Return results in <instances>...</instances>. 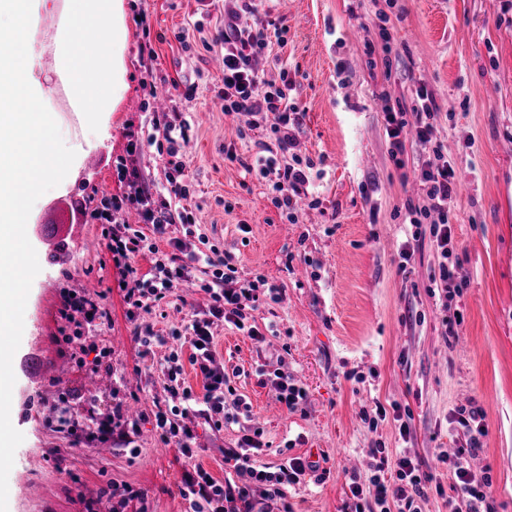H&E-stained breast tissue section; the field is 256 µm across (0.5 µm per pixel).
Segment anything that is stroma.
Listing matches in <instances>:
<instances>
[{
  "instance_id": "35a3bbf8",
  "label": "stroma",
  "mask_w": 512,
  "mask_h": 512,
  "mask_svg": "<svg viewBox=\"0 0 512 512\" xmlns=\"http://www.w3.org/2000/svg\"><path fill=\"white\" fill-rule=\"evenodd\" d=\"M125 5L127 90L118 111L96 122L76 111L54 121L61 147L99 153L102 162L80 161L60 187L44 186L20 228L38 265L11 275L25 319L10 352L13 429L0 447L8 512H86L90 503L111 512L102 494L110 484L144 493L124 512L188 510L179 492L185 462L174 445L156 439L147 416L169 401L162 370L171 353H178L187 385L203 392L190 345L169 333L191 310H205L207 295L182 288L161 311L143 314L142 323L169 341L142 354L100 225L81 224L61 263L46 260L33 232L56 200L130 192L117 179L115 160L126 152L127 129L149 123V85L166 79L178 82L172 103L190 123L180 157L199 232L233 257L241 278L260 276L276 289L252 313L262 341L214 325L217 364L231 372L230 386L250 413L220 429L189 419L198 463L217 480L233 477L225 451L259 429L268 444L259 465L273 472L301 456L315 467L287 492L293 512H344L351 479L390 478L405 455L439 472L441 490L429 492L423 512H448L457 491L438 459L462 454L473 471L490 476L492 512H512V0H265L268 19L288 28L280 55L304 112L295 151L312 162L309 190L319 200L300 206L292 222L271 204L265 181L243 168L255 156L252 138L239 136L251 117L224 116L218 49L197 42L186 51L176 39L198 21L214 38L224 0H213L206 18L196 0ZM141 14L146 24H139ZM149 36L153 61L139 55ZM421 86L439 112L433 140L407 142L398 166L388 153L381 102L411 108ZM437 144L460 180L454 234L468 273L461 296L446 304L426 290L438 271L437 251L429 238L413 240L401 217L406 202H426L414 171ZM228 147L241 163L225 161ZM406 244L413 256L405 264ZM65 288L105 296L111 323L87 332L88 342L110 353L98 368L79 367L71 356L66 340L74 328L60 314ZM446 318L456 322L453 334L445 332ZM31 356L42 366L34 378L24 370ZM263 365L304 390L300 411L282 409L258 373ZM117 398L134 402L133 445L112 439L71 446L72 421L90 410L104 415ZM378 402L400 404L401 420L389 416L370 427L363 414ZM472 403L482 407L487 428L475 451L453 418ZM378 445L388 450L381 472L367 454Z\"/></svg>"
}]
</instances>
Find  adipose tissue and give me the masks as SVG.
<instances>
[{
  "instance_id": "1",
  "label": "adipose tissue",
  "mask_w": 512,
  "mask_h": 512,
  "mask_svg": "<svg viewBox=\"0 0 512 512\" xmlns=\"http://www.w3.org/2000/svg\"><path fill=\"white\" fill-rule=\"evenodd\" d=\"M58 13L59 63L78 91L89 116L116 111L127 89L123 50L127 40L124 0H0V44L13 47L0 55V239L12 248L0 252V264H17L30 195L45 182L61 184L75 168L78 152L59 157L51 143L54 114L42 83L34 44L43 15ZM100 29L99 43L82 40L84 27Z\"/></svg>"
}]
</instances>
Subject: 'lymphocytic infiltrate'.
Segmentation results:
<instances>
[{
    "mask_svg": "<svg viewBox=\"0 0 512 512\" xmlns=\"http://www.w3.org/2000/svg\"><path fill=\"white\" fill-rule=\"evenodd\" d=\"M261 3L262 0H234L233 7L224 11V25L216 38L224 47V86L218 96L224 103L225 116L247 112L253 117V127L269 129L271 141H256V158L247 170L266 181L274 207L291 220L299 204L309 198L307 165L297 155L288 164L281 163L279 157L291 153L293 132L301 125L303 114L293 96L294 84L287 68H280L279 78L274 81L266 79L256 66L258 60L271 56L273 46L288 43L287 27H269L261 17ZM383 114L392 160H399L404 154L408 137L422 142L432 140L437 112L426 88H417L412 110L388 103ZM188 130V123L176 112L153 119L152 131L147 135L128 131L126 153L117 159L119 180L140 181L139 159L144 149L152 146L171 159L166 191L157 194L151 187L142 186L132 195H113L105 206L88 210L87 216L103 227L105 246L124 285L125 317L141 347L150 348L157 338L151 326L141 324L142 313L161 308L182 283L199 280L201 290L209 297L206 310L192 312L184 327L186 338L194 346L191 363L203 379L204 393L198 396L185 387L179 357L171 355L163 376L167 391L180 404L168 411L159 407L153 413L160 441L176 444L189 462L182 471L179 492L190 512H267L249 500L240 478L266 484L267 500H283L288 488L305 480L313 469L312 463L293 457L277 472L258 469L256 458L264 442L256 431L243 435L237 447L228 449L225 459L233 463L237 479L222 482L195 464L196 451L191 444L194 431L185 422L186 417L193 416L220 428L237 422L243 405L242 399L229 401L224 396L227 379L216 365L214 323L222 320L252 340L262 338L248 323L260 301L258 281L239 278L232 257L197 233L195 219L184 205L190 189L183 182L184 165L178 154L188 141ZM417 179L428 204H406L404 218L413 227L414 237L430 234L439 253L438 275L432 278V287L443 298L460 294L467 275L458 257L451 224L457 184L455 169L441 148H434L432 158L421 162ZM177 225L182 228L178 236L173 233ZM144 253L152 256V267L146 272L136 263L137 256ZM450 473L458 497L449 500L448 512H488L490 477L473 472L461 457L453 462ZM433 479V474L422 472L411 458H399L394 482L376 476L366 484L356 480L350 483V512H422L421 504L428 496L426 485Z\"/></svg>",
    "mask_w": 512,
    "mask_h": 512,
    "instance_id": "f902f5d3",
    "label": "lymphocytic infiltrate"
}]
</instances>
